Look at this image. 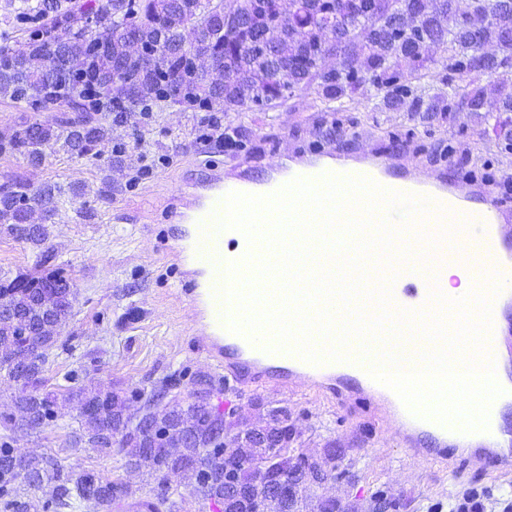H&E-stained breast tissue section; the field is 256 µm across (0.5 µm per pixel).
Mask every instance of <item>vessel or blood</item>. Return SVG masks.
<instances>
[{"instance_id":"obj_1","label":"vessel or blood","mask_w":512,"mask_h":512,"mask_svg":"<svg viewBox=\"0 0 512 512\" xmlns=\"http://www.w3.org/2000/svg\"><path fill=\"white\" fill-rule=\"evenodd\" d=\"M337 147V142H328L318 151L316 159L291 163L257 186L243 177L225 178L223 167L211 163L186 172V190L169 203L164 215L167 226L162 229L161 237L170 271L194 311L199 350L223 366L227 382L236 386L267 382L283 386L302 376L319 393L338 398L356 394L375 402L399 424L407 446L414 452L439 459L447 458L452 448L467 458L493 455L501 444L502 414L507 403H512V365L498 357L502 351L512 354V237L502 225L503 205L485 183L477 186L465 179L448 177L444 172L421 176L412 171L396 175L395 170L404 157L403 149L340 166L335 159ZM327 173L366 177L387 189L424 195L436 202V209L428 212L420 224L428 234L441 237L437 246L427 251L424 260L433 272L432 279L442 278L449 253L461 257L469 240L483 242L485 255L471 265L470 272L476 290L489 292L496 281L502 285L492 303L487 348L495 357L496 369L504 371L509 382L502 398L490 405L487 430L466 433L458 426L411 414L391 389L375 381L368 372L382 349L381 343L364 347L359 341H351L354 360L315 366L290 350L268 351L272 336H264L262 341L254 343L229 331L228 324L236 318L237 311L234 303L222 296L223 288L243 289L253 283L263 292L266 306H275L277 300L271 280L254 274L242 279L245 257L264 253L265 248L260 244L250 245L240 230L217 228L216 221L223 213V198L231 192L266 196L295 178L316 181ZM404 276L417 280L419 286L412 290L392 288L394 307L432 308L430 279L422 278L413 266L405 267Z\"/></svg>"}]
</instances>
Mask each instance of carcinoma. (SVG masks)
<instances>
[{"instance_id": "cac0c4a2", "label": "carcinoma", "mask_w": 512, "mask_h": 512, "mask_svg": "<svg viewBox=\"0 0 512 512\" xmlns=\"http://www.w3.org/2000/svg\"><path fill=\"white\" fill-rule=\"evenodd\" d=\"M252 14L251 22L229 35L222 17L227 7ZM166 0H91L75 7L69 0H3L0 4V55L10 63L43 57L47 46L43 32L57 38L79 59L88 83L100 72L97 60H86V47L94 37L114 42L119 48L127 30L139 23L156 22L166 14ZM94 17L95 34L79 22ZM340 16H356L348 31L337 30ZM470 26L478 36L458 29L455 0H309L291 12L286 0H190L181 11L180 26L170 35L184 48L166 56L161 70L148 72L134 62L120 80L139 87L128 102L107 89L97 98L80 92L65 74L48 76L28 67L0 85V100L24 112L62 108L40 121L21 120L0 136V157L20 156L35 168L46 159V150L60 146L70 155L89 162L99 160L116 141L119 128L135 115L163 112L171 105L206 112H266L293 110L297 92L315 88L324 99L336 103V111L358 108L372 92L380 94L392 112H418L424 119H444L468 109L480 112L494 100L498 126H512V9L501 0H474ZM206 27L212 53L224 60L227 79L224 97L204 87L206 77L195 72L190 60L196 30ZM302 52L305 81L293 83L271 70L268 56ZM441 61L448 86V101L427 93L429 64ZM268 75L254 83L247 95L232 89L242 66ZM466 82L462 90L454 77ZM79 183L67 186L43 183L35 188L7 180L0 184V234L38 250L34 269L16 275H0V300L26 310L35 288H52L56 303L71 312L69 289L74 287L69 270L51 263L50 228L27 227L36 211L58 214L67 195H83ZM20 327L0 324V373L14 387L12 406L0 412V507L3 512H112V503L124 494L122 483L93 470L67 467L52 454L33 453L24 458L26 474L15 471L12 435L38 434L57 420L58 411L76 413L75 438L101 451L117 447L126 468L147 469L158 480L157 507L172 510L170 497L179 485L194 487L205 499L224 503L222 512H303L302 492L323 483L328 474L319 463L302 453L289 451L295 440L288 409L269 411L266 428L275 448L240 447L241 436L253 430L231 432V423L210 405L194 402L183 406L159 400L176 385L167 379L149 394L129 396L110 387L83 386L78 376L68 384L51 387L45 377L52 344L43 337H19ZM39 345V362L25 376L15 374L18 351ZM153 416L157 428L149 439L130 404ZM250 490L265 484H281L286 496L272 503L265 495H251L243 503L224 502V479ZM51 489L35 499L31 490Z\"/></svg>"}]
</instances>
